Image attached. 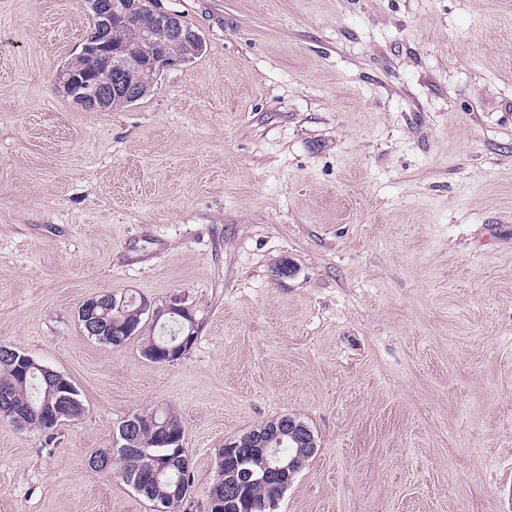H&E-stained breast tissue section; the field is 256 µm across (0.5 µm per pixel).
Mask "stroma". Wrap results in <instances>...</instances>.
Segmentation results:
<instances>
[{
	"instance_id": "35a3bbf8",
	"label": "stroma",
	"mask_w": 512,
	"mask_h": 512,
	"mask_svg": "<svg viewBox=\"0 0 512 512\" xmlns=\"http://www.w3.org/2000/svg\"><path fill=\"white\" fill-rule=\"evenodd\" d=\"M199 32L144 98L55 84L85 0H0V344L85 405L0 421V512H157L88 459L171 409L206 512L225 441L317 452L276 512H512V0H157ZM181 297L172 363L88 298ZM113 296H115L118 300L123 299L124 313L117 315L115 314V311L113 312ZM97 298L100 301L99 306L95 297H92L83 302V304L78 308L77 316L80 317V319L85 320L84 325L88 330V336H91L103 344L116 348V346L112 343L113 333L117 332L120 334V332H123L124 327L127 325L132 326L133 330H131L128 336H126V343L134 335L140 332L142 328L141 324L143 321L142 316L146 314V312H140L142 301L139 303L136 300H133V297L126 298L122 295L118 298L115 294L112 293L99 295ZM95 309L97 314V324L102 329V336H99L100 330L95 325V323H93V315L95 313ZM138 316L139 319L137 318Z\"/></svg>"
}]
</instances>
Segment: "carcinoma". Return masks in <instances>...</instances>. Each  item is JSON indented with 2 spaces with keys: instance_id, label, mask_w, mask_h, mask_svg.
Segmentation results:
<instances>
[{
  "instance_id": "cac0c4a2",
  "label": "carcinoma",
  "mask_w": 512,
  "mask_h": 512,
  "mask_svg": "<svg viewBox=\"0 0 512 512\" xmlns=\"http://www.w3.org/2000/svg\"><path fill=\"white\" fill-rule=\"evenodd\" d=\"M106 35L110 43L127 48L124 54L125 68L133 77L144 85L154 82V73L144 67L146 54L139 48L141 38L136 25L114 21ZM112 297L111 293L98 296L99 306L96 309L97 324L102 332L95 340L106 345L112 344L113 333L122 332L128 325L132 330L126 339H131L140 332L142 324L143 313L137 301L123 298L124 313L117 315L112 310ZM154 323L160 324L161 336L146 340L142 346V355L145 357L156 350L165 351L177 347L190 333L189 322L179 316L165 315L155 319ZM48 386V381L40 372L22 375L17 368V360L0 358V393H8L12 406L25 412L20 427L48 429L42 415ZM164 426L171 431L183 432L181 420L174 412H156L154 416L140 421L137 448L126 452L119 449L112 452L99 450L90 456L88 465L95 471L105 468L110 470L114 460H120V475L127 485L146 500L169 509V512H176L190 494L194 479L187 449H181L176 455L174 449L160 447L159 435ZM218 457L220 460L216 461V475L207 488L210 512H242L250 503L260 504L269 498V488L260 482H252L234 490L229 488L224 482V471L232 467L231 458L222 451Z\"/></svg>"
}]
</instances>
